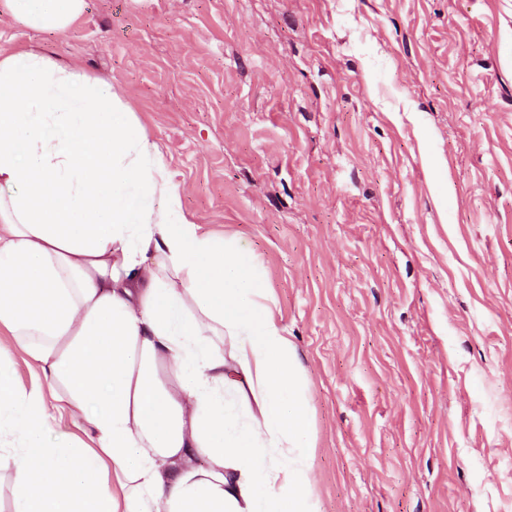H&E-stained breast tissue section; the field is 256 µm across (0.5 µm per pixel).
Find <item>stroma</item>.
I'll list each match as a JSON object with an SVG mask.
<instances>
[{"label":"stroma","mask_w":512,"mask_h":512,"mask_svg":"<svg viewBox=\"0 0 512 512\" xmlns=\"http://www.w3.org/2000/svg\"><path fill=\"white\" fill-rule=\"evenodd\" d=\"M108 81L247 241L320 512H512V0H83L0 56Z\"/></svg>","instance_id":"obj_1"}]
</instances>
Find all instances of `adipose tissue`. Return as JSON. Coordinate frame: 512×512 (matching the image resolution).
Returning <instances> with one entry per match:
<instances>
[{"label": "adipose tissue", "instance_id": "obj_1", "mask_svg": "<svg viewBox=\"0 0 512 512\" xmlns=\"http://www.w3.org/2000/svg\"><path fill=\"white\" fill-rule=\"evenodd\" d=\"M82 2L0 5L59 31ZM275 303L248 243L188 219L109 83L0 58V328L51 391L0 399L13 512H319Z\"/></svg>", "mask_w": 512, "mask_h": 512}]
</instances>
